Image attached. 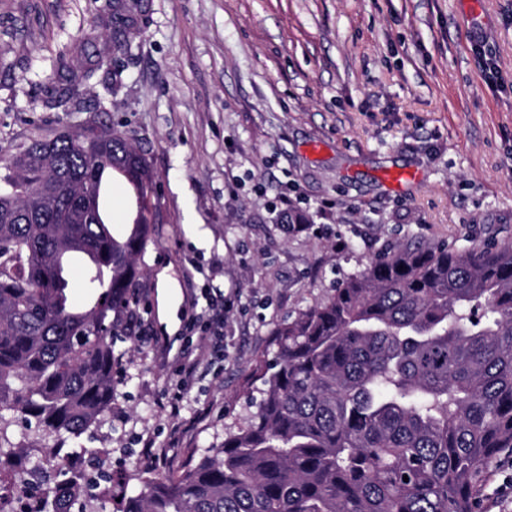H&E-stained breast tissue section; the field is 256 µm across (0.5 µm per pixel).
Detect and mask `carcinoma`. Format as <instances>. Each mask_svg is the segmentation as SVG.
Segmentation results:
<instances>
[{
  "instance_id": "cac0c4a2",
  "label": "carcinoma",
  "mask_w": 512,
  "mask_h": 512,
  "mask_svg": "<svg viewBox=\"0 0 512 512\" xmlns=\"http://www.w3.org/2000/svg\"><path fill=\"white\" fill-rule=\"evenodd\" d=\"M0 512L28 485L38 512H104L112 475L92 482L68 448L112 411L114 348L127 335L129 290L149 242L145 217L124 238L78 215L73 185L124 175L147 209V160L120 130L94 120L39 138L0 167ZM93 302H69L63 255ZM250 383L246 423L177 477L123 487L118 512H479L488 462L512 449V242L460 250L397 242L336 281L322 302L280 324ZM24 421L44 441L26 476L3 458ZM408 480H403V476Z\"/></svg>"
}]
</instances>
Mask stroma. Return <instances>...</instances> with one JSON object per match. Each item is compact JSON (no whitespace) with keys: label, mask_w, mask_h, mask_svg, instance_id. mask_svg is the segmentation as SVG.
Listing matches in <instances>:
<instances>
[{"label":"stroma","mask_w":512,"mask_h":512,"mask_svg":"<svg viewBox=\"0 0 512 512\" xmlns=\"http://www.w3.org/2000/svg\"><path fill=\"white\" fill-rule=\"evenodd\" d=\"M118 33L116 79L101 60ZM74 85L80 112L60 104ZM90 118L153 173L144 331L116 345V414L81 438L119 480L178 476L244 423L272 331L384 246L512 241V0H0V153ZM285 197L310 229L289 230ZM187 256L237 300L223 361L174 417L179 331L203 285ZM511 478L506 451L480 512H512Z\"/></svg>","instance_id":"1"}]
</instances>
